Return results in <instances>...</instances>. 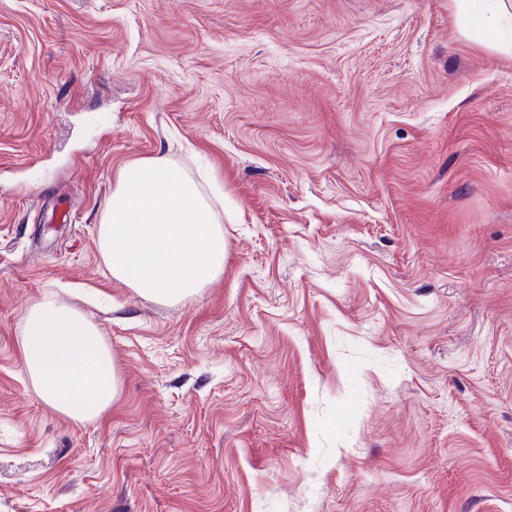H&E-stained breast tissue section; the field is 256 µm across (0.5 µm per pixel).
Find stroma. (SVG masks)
<instances>
[{
  "label": "stroma",
  "instance_id": "35a3bbf8",
  "mask_svg": "<svg viewBox=\"0 0 512 512\" xmlns=\"http://www.w3.org/2000/svg\"><path fill=\"white\" fill-rule=\"evenodd\" d=\"M220 199L224 275L109 274L124 164ZM56 300L119 391L35 394ZM0 512H512V39L453 0H0ZM24 322L22 358L36 396L76 421L100 417L118 393L119 378L99 327L54 301L32 305Z\"/></svg>",
  "mask_w": 512,
  "mask_h": 512
}]
</instances>
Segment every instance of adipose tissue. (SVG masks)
<instances>
[{
    "label": "adipose tissue",
    "instance_id": "ef3b65f1",
    "mask_svg": "<svg viewBox=\"0 0 512 512\" xmlns=\"http://www.w3.org/2000/svg\"><path fill=\"white\" fill-rule=\"evenodd\" d=\"M98 245L112 277L137 295L183 302L224 273L226 243L211 199L166 158L118 170ZM22 341L36 396L76 421L100 417L119 390L99 327L64 303L28 308Z\"/></svg>",
    "mask_w": 512,
    "mask_h": 512
}]
</instances>
